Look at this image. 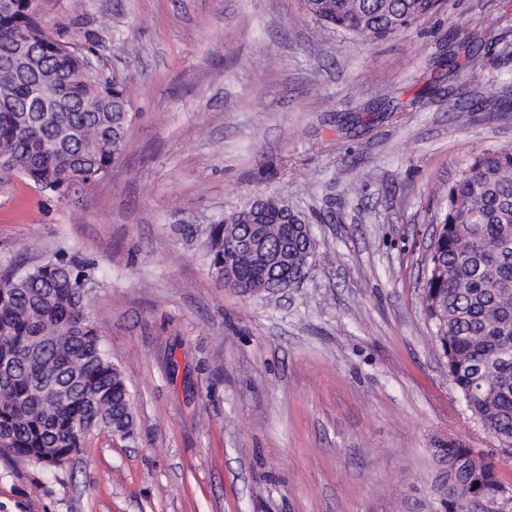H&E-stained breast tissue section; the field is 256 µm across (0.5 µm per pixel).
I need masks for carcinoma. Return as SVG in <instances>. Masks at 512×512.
<instances>
[{
    "mask_svg": "<svg viewBox=\"0 0 512 512\" xmlns=\"http://www.w3.org/2000/svg\"><path fill=\"white\" fill-rule=\"evenodd\" d=\"M436 0H300L301 15L333 34L383 40L436 11ZM501 17L480 14L456 30L453 62L465 53L479 99L501 82L482 78L473 48ZM76 40L49 36L29 0L0 9V184L13 176L63 200L101 180L125 146L127 82ZM265 213L268 262L237 248ZM423 307L448 380L474 419L512 447V147L474 152L448 183L432 219ZM207 255L225 287L265 296L301 283L316 262L312 226L276 197L256 198L208 225ZM104 287L88 263L63 252L0 272V456L38 465L82 451L105 430L136 438V411L89 299ZM447 512L464 499L512 485L508 472L458 441L448 442Z\"/></svg>",
    "mask_w": 512,
    "mask_h": 512,
    "instance_id": "1",
    "label": "carcinoma"
}]
</instances>
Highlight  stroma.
<instances>
[{"mask_svg": "<svg viewBox=\"0 0 512 512\" xmlns=\"http://www.w3.org/2000/svg\"><path fill=\"white\" fill-rule=\"evenodd\" d=\"M52 33L126 79L131 123L101 181L66 201L0 188V271L64 249L137 411L65 466L0 457V512H444L449 440L512 465L465 412L422 303L432 216L474 149L512 146V0H444L385 40L296 23L298 0H40ZM501 111L446 80L472 15ZM419 98L396 117L392 106ZM278 196L318 259L268 297L224 287L207 224Z\"/></svg>", "mask_w": 512, "mask_h": 512, "instance_id": "35a3bbf8", "label": "stroma"}]
</instances>
